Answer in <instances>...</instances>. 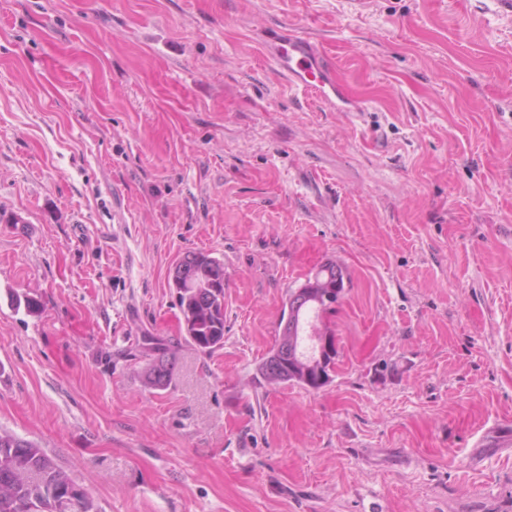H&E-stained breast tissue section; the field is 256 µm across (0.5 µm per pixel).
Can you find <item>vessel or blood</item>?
Here are the masks:
<instances>
[{"mask_svg":"<svg viewBox=\"0 0 512 512\" xmlns=\"http://www.w3.org/2000/svg\"><path fill=\"white\" fill-rule=\"evenodd\" d=\"M264 42L269 59L292 85L314 93L331 110L354 111V102L334 67L305 35L293 28L274 29Z\"/></svg>","mask_w":512,"mask_h":512,"instance_id":"b4317fda","label":"vessel or blood"}]
</instances>
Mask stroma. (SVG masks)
<instances>
[{
    "label": "stroma",
    "instance_id": "1",
    "mask_svg": "<svg viewBox=\"0 0 512 512\" xmlns=\"http://www.w3.org/2000/svg\"><path fill=\"white\" fill-rule=\"evenodd\" d=\"M284 23L362 113L276 69ZM199 250L224 264L210 355L169 286ZM325 263L349 276L332 382L258 385ZM0 364V427L102 512H512V13L0 0ZM149 346L153 352L145 370V385L153 390H166L172 382L174 364L169 357L170 348L155 336L138 337L135 350L143 356V349Z\"/></svg>",
    "mask_w": 512,
    "mask_h": 512
}]
</instances>
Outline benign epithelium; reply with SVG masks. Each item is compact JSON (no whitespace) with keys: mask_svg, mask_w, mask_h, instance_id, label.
I'll use <instances>...</instances> for the list:
<instances>
[{"mask_svg":"<svg viewBox=\"0 0 512 512\" xmlns=\"http://www.w3.org/2000/svg\"><path fill=\"white\" fill-rule=\"evenodd\" d=\"M343 266H324L298 288L288 303V312L281 331V344L294 353L296 365L306 373L319 368L329 353L332 336L325 328L322 302L324 281L336 279L330 292L341 298L347 279L341 276Z\"/></svg>","mask_w":512,"mask_h":512,"instance_id":"obj_1","label":"benign epithelium"}]
</instances>
